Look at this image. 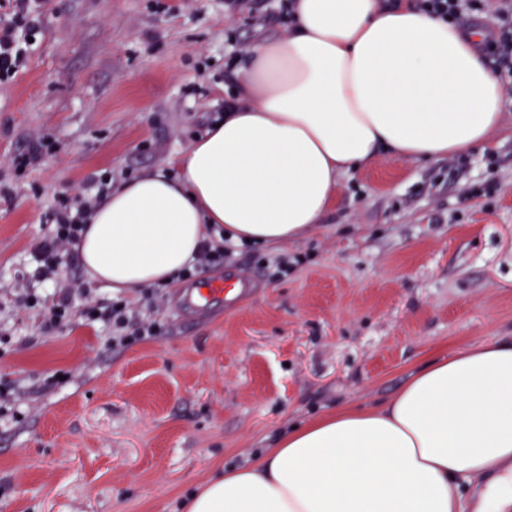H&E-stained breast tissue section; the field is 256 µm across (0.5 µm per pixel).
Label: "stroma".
I'll return each instance as SVG.
<instances>
[{
	"label": "stroma",
	"mask_w": 512,
	"mask_h": 512,
	"mask_svg": "<svg viewBox=\"0 0 512 512\" xmlns=\"http://www.w3.org/2000/svg\"><path fill=\"white\" fill-rule=\"evenodd\" d=\"M288 0H50L24 72L0 84V383L20 395L0 421V512H175L225 468L251 464L291 427L377 404L432 357L512 336V104L492 144L427 162L380 157L344 175L318 230L245 246L220 274L253 276L236 308L187 324L167 288L162 336L107 346L74 316L46 334L41 298L83 278H35L45 215L88 178L178 175L223 111L232 60L287 34ZM56 155L18 173L34 133ZM288 268L275 273L276 261Z\"/></svg>",
	"instance_id": "1"
}]
</instances>
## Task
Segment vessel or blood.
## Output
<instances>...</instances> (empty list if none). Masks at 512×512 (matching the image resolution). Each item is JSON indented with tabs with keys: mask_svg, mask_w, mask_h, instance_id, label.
Segmentation results:
<instances>
[{
	"mask_svg": "<svg viewBox=\"0 0 512 512\" xmlns=\"http://www.w3.org/2000/svg\"><path fill=\"white\" fill-rule=\"evenodd\" d=\"M252 285V279L244 276L203 279L180 289L177 308L182 317L190 318L232 304L248 293Z\"/></svg>",
	"mask_w": 512,
	"mask_h": 512,
	"instance_id": "obj_1",
	"label": "vessel or blood"
}]
</instances>
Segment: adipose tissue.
<instances>
[{
  "mask_svg": "<svg viewBox=\"0 0 512 512\" xmlns=\"http://www.w3.org/2000/svg\"><path fill=\"white\" fill-rule=\"evenodd\" d=\"M178 176L117 185L78 245L91 282L131 293L192 262L206 226L283 246L314 231L341 177L387 151L421 161L490 144L508 91L478 48L410 0H293ZM486 478L465 497L464 486ZM185 512H512V337L437 355L386 402L326 412Z\"/></svg>",
  "mask_w": 512,
  "mask_h": 512,
  "instance_id": "ef3b65f1",
  "label": "adipose tissue"
}]
</instances>
